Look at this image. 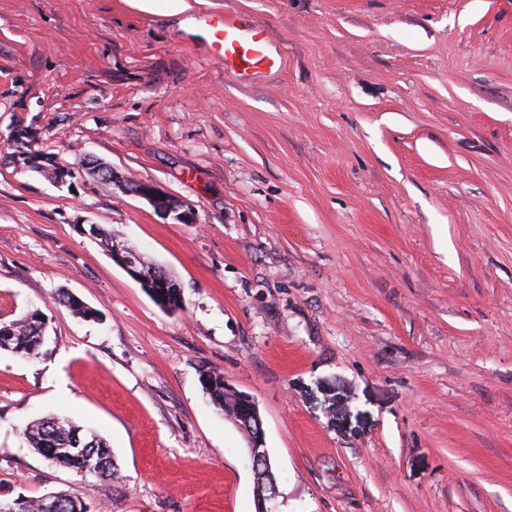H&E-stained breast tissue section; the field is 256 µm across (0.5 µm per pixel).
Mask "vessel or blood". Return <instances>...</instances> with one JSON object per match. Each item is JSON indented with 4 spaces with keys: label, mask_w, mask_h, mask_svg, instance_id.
<instances>
[{
    "label": "vessel or blood",
    "mask_w": 512,
    "mask_h": 512,
    "mask_svg": "<svg viewBox=\"0 0 512 512\" xmlns=\"http://www.w3.org/2000/svg\"><path fill=\"white\" fill-rule=\"evenodd\" d=\"M198 24L207 55L223 63L225 75L235 78L275 65L265 27L241 29L236 17L219 11L201 13Z\"/></svg>",
    "instance_id": "vessel-or-blood-1"
}]
</instances>
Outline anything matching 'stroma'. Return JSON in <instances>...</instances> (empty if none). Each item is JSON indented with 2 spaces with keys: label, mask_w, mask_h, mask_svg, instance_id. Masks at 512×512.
Wrapping results in <instances>:
<instances>
[{
  "label": "stroma",
  "mask_w": 512,
  "mask_h": 512,
  "mask_svg": "<svg viewBox=\"0 0 512 512\" xmlns=\"http://www.w3.org/2000/svg\"><path fill=\"white\" fill-rule=\"evenodd\" d=\"M191 2L264 25L277 64L226 77L165 0H0V319L47 316L36 357L0 350V501L255 512L210 369L259 407L273 512H512V0ZM20 121L65 183L13 157ZM47 416L101 436L121 480L30 448ZM112 175V182H106L103 181L109 185L112 186V184H116L117 186H121L122 188L126 189L127 191L133 192L135 195L145 199L147 202H149L152 206L155 208L161 210L164 214L170 215L173 214V216L176 219H180L185 222H189V220L192 218V213L190 211H179L176 206H165L161 204V198L164 196V194L161 192V190L150 184H140L139 186L132 189H128L122 184V180L120 181V178L117 176L118 174L112 169L111 172ZM99 232L96 236V238L100 237V242L107 248L108 251L112 253V248L114 247L113 237H112V230L106 229L104 227H100ZM125 248L130 253H124L119 249H115L114 253H112V260L115 259V263L121 266L132 278L137 280L140 284H148L146 285V288L148 291L156 297L157 290L155 288H178L181 289V287L178 284H175L173 282H170L166 279L165 276L162 278H158V276H155L153 279L155 281V287L152 288V282L151 280H145L143 276V272L141 271V265L142 264V258L136 253H132L134 251L138 250L130 244L124 245Z\"/></svg>",
  "instance_id": "obj_1"
}]
</instances>
